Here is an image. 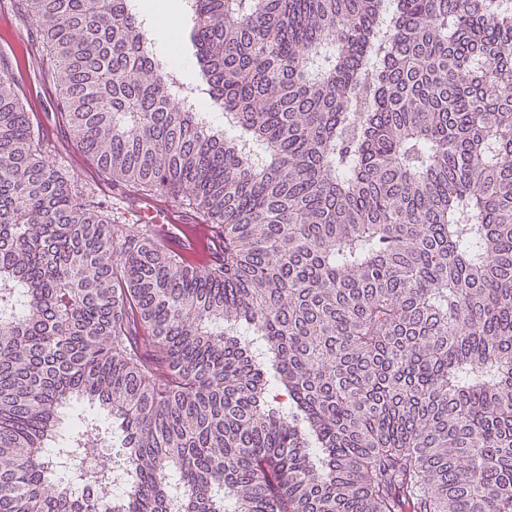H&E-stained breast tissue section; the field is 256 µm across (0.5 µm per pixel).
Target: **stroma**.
Wrapping results in <instances>:
<instances>
[{"label": "stroma", "mask_w": 512, "mask_h": 512, "mask_svg": "<svg viewBox=\"0 0 512 512\" xmlns=\"http://www.w3.org/2000/svg\"><path fill=\"white\" fill-rule=\"evenodd\" d=\"M9 12L18 35L13 42L0 38V65L20 70L21 77L15 82L17 91L27 100L43 129L57 138L58 146L49 155V163L73 177L87 200L115 207L120 197L112 188L110 176L83 155L68 125L60 119V85L42 54L41 32L28 14L25 0H13Z\"/></svg>", "instance_id": "1"}]
</instances>
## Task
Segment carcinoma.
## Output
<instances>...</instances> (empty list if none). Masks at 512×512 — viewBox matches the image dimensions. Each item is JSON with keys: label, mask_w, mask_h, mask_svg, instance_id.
Instances as JSON below:
<instances>
[{"label": "carcinoma", "mask_w": 512, "mask_h": 512, "mask_svg": "<svg viewBox=\"0 0 512 512\" xmlns=\"http://www.w3.org/2000/svg\"><path fill=\"white\" fill-rule=\"evenodd\" d=\"M189 3L222 124L131 0H28L81 151L207 270L117 238L0 67V512H512V0Z\"/></svg>", "instance_id": "obj_1"}]
</instances>
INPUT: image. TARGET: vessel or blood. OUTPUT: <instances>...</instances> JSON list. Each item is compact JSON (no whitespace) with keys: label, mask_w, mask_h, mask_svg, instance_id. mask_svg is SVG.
I'll use <instances>...</instances> for the list:
<instances>
[{"label":"vessel or blood","mask_w":512,"mask_h":512,"mask_svg":"<svg viewBox=\"0 0 512 512\" xmlns=\"http://www.w3.org/2000/svg\"><path fill=\"white\" fill-rule=\"evenodd\" d=\"M121 203L126 218L149 225L158 244L175 259L214 263L222 258L221 239L210 226L199 224L194 213L156 197L125 196Z\"/></svg>","instance_id":"1"}]
</instances>
